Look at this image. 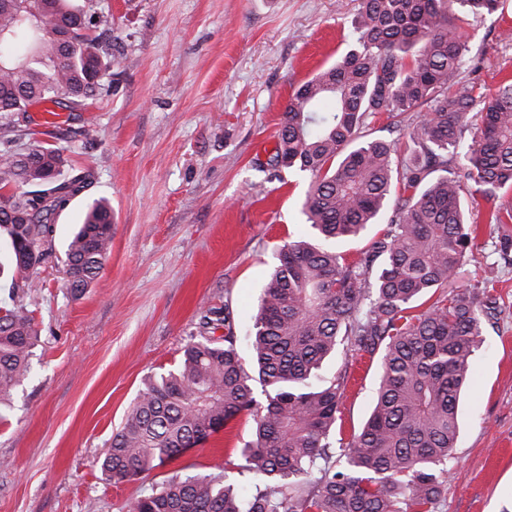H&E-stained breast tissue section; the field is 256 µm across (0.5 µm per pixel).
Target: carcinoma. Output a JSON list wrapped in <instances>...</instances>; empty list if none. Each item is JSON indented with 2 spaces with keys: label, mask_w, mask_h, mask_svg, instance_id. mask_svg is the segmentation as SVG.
Wrapping results in <instances>:
<instances>
[{
  "label": "carcinoma",
  "mask_w": 512,
  "mask_h": 512,
  "mask_svg": "<svg viewBox=\"0 0 512 512\" xmlns=\"http://www.w3.org/2000/svg\"><path fill=\"white\" fill-rule=\"evenodd\" d=\"M504 2L358 0L346 53L284 109L270 166L309 174L301 213L313 233L278 253L249 336L250 363L229 307L208 310L202 328L224 335L191 339L175 368L149 377L100 459L109 479L124 481L246 413L252 439L237 449L239 467L261 483L248 492L177 474L131 512H437L459 399L496 303L490 276L480 288L449 289L474 246L468 196L488 205L487 223L512 220L501 202L512 190V78L491 95L475 78L453 85L472 61L456 20L502 11ZM92 10V0H45L36 16L24 0H0V118L58 91L77 101L102 88L112 55L86 22ZM60 26L71 31L64 44ZM382 112L415 113L402 159L398 140L366 134ZM61 166L53 144L0 143V237L12 271L10 303L0 305V407L28 377L39 338L33 311L16 297L50 254V216L87 186V175L64 177ZM384 217L383 237L358 259L336 251ZM111 244L112 207L94 200L64 251L74 292L97 278ZM344 343L381 353V365L371 413L338 467L329 448L348 374L314 378Z\"/></svg>",
  "instance_id": "obj_1"
}]
</instances>
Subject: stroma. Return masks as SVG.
Listing matches in <instances>:
<instances>
[{
    "instance_id": "stroma-1",
    "label": "stroma",
    "mask_w": 512,
    "mask_h": 512,
    "mask_svg": "<svg viewBox=\"0 0 512 512\" xmlns=\"http://www.w3.org/2000/svg\"><path fill=\"white\" fill-rule=\"evenodd\" d=\"M355 0H98L112 74L102 93L63 101L55 128L14 115L0 140L60 147L63 174L90 185L53 217L50 257L21 301L41 337L31 373L0 410V512H130L176 472L239 482L235 451L251 438L244 414L179 458L111 482L97 464L145 378L176 366L206 310L229 306L238 349L284 243L303 231L307 173L273 170L282 113L294 90L346 50ZM494 92L512 74V0L503 12L460 16ZM112 207V248L86 291L69 288L65 242L85 206ZM476 245L456 280L494 270L497 311L485 322L459 415L440 512H512V265L501 234L470 206ZM351 382L333 442L368 418L380 358L338 350L322 381Z\"/></svg>"
}]
</instances>
